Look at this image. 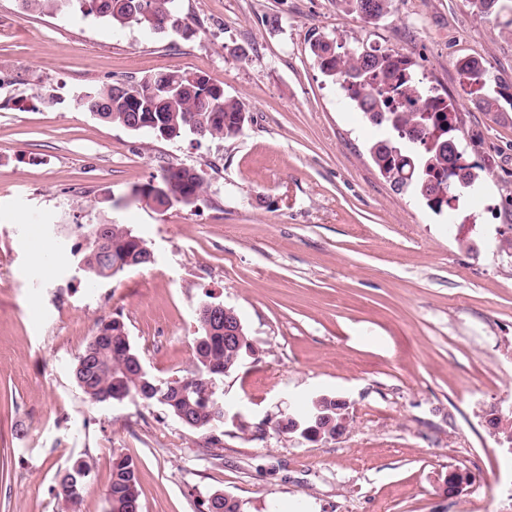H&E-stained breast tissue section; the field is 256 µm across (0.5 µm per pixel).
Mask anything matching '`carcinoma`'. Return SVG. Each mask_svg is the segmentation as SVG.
I'll list each match as a JSON object with an SVG mask.
<instances>
[{
    "label": "carcinoma",
    "instance_id": "1",
    "mask_svg": "<svg viewBox=\"0 0 512 512\" xmlns=\"http://www.w3.org/2000/svg\"><path fill=\"white\" fill-rule=\"evenodd\" d=\"M37 10L71 8L93 15L114 27L135 24L149 30L157 23L184 33L190 27L176 17L174 0H144V9L133 12L135 0H23ZM393 0H336L340 11L370 21L386 14ZM474 12L512 27V0H468ZM314 61L333 79L342 93L355 104L365 120L379 130L370 153L381 175L399 193L424 199L433 211L453 216L461 200L480 184L475 166L466 163V151L459 146L465 138L454 105L426 87L403 54L388 48L358 47L348 54L336 52L334 42L318 38L311 45ZM468 83L486 90L479 102L485 112H496L502 92L490 88L488 70L476 59L458 62ZM77 109L89 112L103 123L131 132L149 130L156 137L175 140L187 134L211 141L236 138L248 121V111L239 99L226 95L224 86L200 71L163 70L138 81H113L94 86L75 98ZM193 124L186 123L187 117ZM145 203L158 207L180 204L192 207L205 193L202 175L194 169L171 165L139 188ZM104 240L101 248L90 245L80 261L84 273L109 278L145 263L136 257L149 246L124 224H94ZM95 343H87L73 369L78 387L93 404L114 401L122 391L144 406L160 405L186 426L205 432L204 445L219 448L222 439L213 434L224 423V393L218 384L224 367L235 369L253 343L242 332L237 351L224 340V326L206 311L199 312L196 339H207L195 348V362L186 374L158 384L155 376L139 374V353L126 345L127 327L121 316L101 318L96 323ZM321 422L307 425L322 428V440L336 439L338 415L325 409ZM490 435L512 434V414L488 420ZM88 464L83 460L56 473L57 494L76 504L82 498ZM107 512H131L140 503L138 479L133 462L121 455L112 460V481L106 491Z\"/></svg>",
    "mask_w": 512,
    "mask_h": 512
}]
</instances>
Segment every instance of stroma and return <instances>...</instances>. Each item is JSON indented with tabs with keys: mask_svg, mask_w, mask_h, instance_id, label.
<instances>
[{
	"mask_svg": "<svg viewBox=\"0 0 512 512\" xmlns=\"http://www.w3.org/2000/svg\"><path fill=\"white\" fill-rule=\"evenodd\" d=\"M175 10L193 35L0 0V512H104L119 454L142 512H205L216 492L245 512H512V453L485 423L512 409V250L494 246L512 225V31L467 0H394L370 22L336 0ZM319 36L341 54L404 53L456 104L482 179L462 221L391 189L369 153L377 130L314 61ZM465 58L505 83L499 111L478 108ZM164 69L204 72L242 101L239 137L166 141L73 107ZM169 165L203 176L196 206L131 200ZM109 223L154 260L88 279L84 228ZM206 302L234 309L255 345L224 379L216 460L164 408L92 404L72 374L97 319L118 313L150 373L183 375ZM320 395L347 400L345 435L276 433ZM237 414L263 431L241 434ZM78 459L89 471L72 504L55 475ZM457 467L472 482L450 496Z\"/></svg>",
	"mask_w": 512,
	"mask_h": 512,
	"instance_id": "35a3bbf8",
	"label": "stroma"
}]
</instances>
